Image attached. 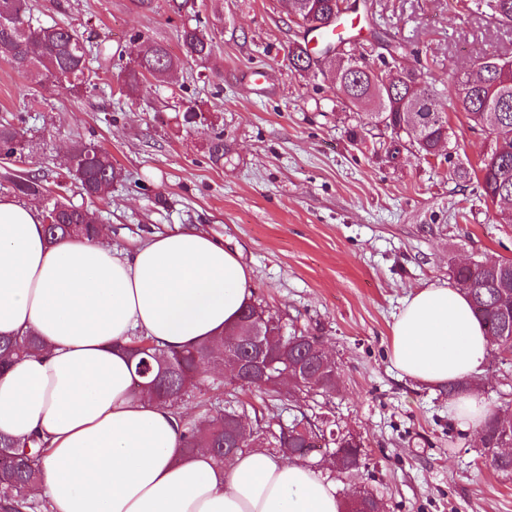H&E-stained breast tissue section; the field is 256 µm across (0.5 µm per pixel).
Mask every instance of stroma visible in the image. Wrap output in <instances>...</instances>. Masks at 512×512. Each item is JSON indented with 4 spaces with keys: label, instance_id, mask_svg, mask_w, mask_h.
I'll use <instances>...</instances> for the list:
<instances>
[{
    "label": "stroma",
    "instance_id": "obj_1",
    "mask_svg": "<svg viewBox=\"0 0 512 512\" xmlns=\"http://www.w3.org/2000/svg\"><path fill=\"white\" fill-rule=\"evenodd\" d=\"M383 40L445 89L481 54L512 57V29L460 0H368ZM213 39L203 63L182 59L168 78L123 93L124 70L148 46L179 53L186 17L167 0H30L38 23L72 28L101 51L97 88L21 74L0 51V121L22 127L23 160L0 157V195L20 174L81 203L59 166L74 141L105 147L125 179L93 200L107 242L132 252L150 235L198 228L239 252L251 299L289 330L318 337L335 361L332 420L367 456L336 489L365 488L386 512H512V476L487 467L477 433L430 389L389 361L393 317L414 289L450 280L471 257L512 258V224L495 221L473 176L487 142L449 115L452 150L388 157L389 135L362 130L330 81L292 69L303 29L287 0H197ZM224 157L213 160L215 139ZM480 396L512 417V360L487 358Z\"/></svg>",
    "mask_w": 512,
    "mask_h": 512
}]
</instances>
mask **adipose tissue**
Returning a JSON list of instances; mask_svg holds the SVG:
<instances>
[{
  "mask_svg": "<svg viewBox=\"0 0 512 512\" xmlns=\"http://www.w3.org/2000/svg\"><path fill=\"white\" fill-rule=\"evenodd\" d=\"M250 280L237 252L193 228L121 257L100 240L49 242L38 207L0 197V335L42 344L0 374V432L47 441L34 498L51 512H340L302 463L183 454L172 410L133 391L132 332L166 350L210 339L249 302ZM490 349L445 281L412 291L390 329L392 365L427 386L480 375Z\"/></svg>",
  "mask_w": 512,
  "mask_h": 512,
  "instance_id": "obj_1",
  "label": "adipose tissue"
}]
</instances>
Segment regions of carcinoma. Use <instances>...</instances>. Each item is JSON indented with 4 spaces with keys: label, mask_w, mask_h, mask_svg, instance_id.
Returning <instances> with one entry per match:
<instances>
[{
    "label": "carcinoma",
    "mask_w": 512,
    "mask_h": 512,
    "mask_svg": "<svg viewBox=\"0 0 512 512\" xmlns=\"http://www.w3.org/2000/svg\"><path fill=\"white\" fill-rule=\"evenodd\" d=\"M305 33L336 22L347 12L357 10L347 0H290ZM468 10L495 26L512 27V0H469ZM183 55L203 62L213 50L212 40L198 25H184L179 32ZM334 79L336 89L346 107L356 112L366 130L390 132L388 153L396 157L401 150H412L422 156H434L451 145L448 112H462L470 127L479 129L488 142L480 163L477 179L479 196L486 203L512 199V57L495 56L499 67L487 65L490 56L478 58L456 78L455 100L445 103V93L430 73L402 65L405 46L399 42L385 45L387 55L379 57L380 65L368 61L363 44L355 42L338 46ZM0 50L7 53L12 67L20 73L37 71L47 78L65 80L73 88L91 83L93 71L87 65L91 49L70 28L36 26L33 24L29 0H0ZM289 65L298 72L314 71V58L307 42L293 43L288 52ZM180 62L164 45L152 46L126 67L123 86L128 92L139 91L148 76L161 78ZM424 98L433 107L434 121L422 125L412 111L414 101ZM27 147L25 132L16 125L0 124V152L22 158ZM62 166L78 185L80 195L102 198L111 193L112 183L122 179L121 169L112 162V154L101 146L77 140L63 159ZM10 190L19 197H40L47 192L45 179L19 175L10 180ZM46 227L50 240L67 238L93 239L98 235L99 216L62 196L50 204ZM457 287L469 298L482 321L491 346L503 352L512 348V259L478 258L468 267L451 270ZM255 304L246 306L237 322L224 334L188 350L166 351L147 336H133L127 349L135 360L137 387L178 412L180 404L195 397L205 388L203 369L220 366L226 348L247 345L243 332L257 323ZM265 331L274 336L276 345L284 346L288 367L298 369L300 379L294 389L316 391L325 398L336 394L339 376L320 380L314 377L319 356L314 351L315 338L290 336L282 318L266 314ZM40 345L28 337H0V373L11 362L35 353ZM279 363L263 381L269 393L279 392L276 381L286 367ZM245 413L224 400H208L202 419L192 421L181 417L182 446L186 454L207 448L219 463H224L226 439L233 435L232 418ZM481 431L484 435L483 455L486 465L496 472L512 475V455L496 452L504 427L499 417L488 419ZM336 423L325 414L294 417L286 426L270 427L256 422L246 432L238 431L233 439V453L254 448H276L290 458L310 460L319 441L331 455L330 467L344 474L358 471L365 457L358 448H339L336 444ZM47 443L34 434L21 442L0 433V512H39L45 507L28 498L27 488L39 482L41 464L47 455ZM379 508L378 498L367 490L344 493L343 512H365L368 506Z\"/></svg>",
    "instance_id": "1"
}]
</instances>
